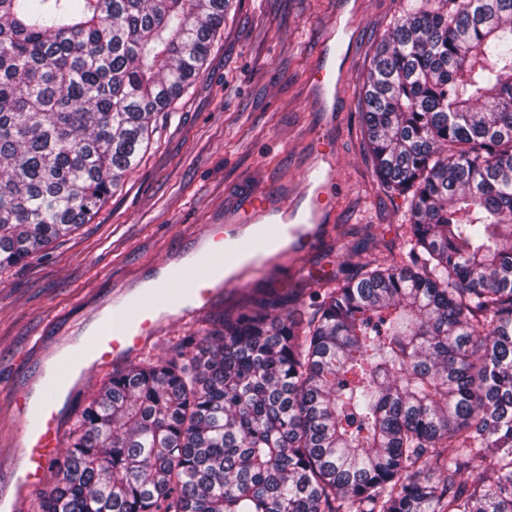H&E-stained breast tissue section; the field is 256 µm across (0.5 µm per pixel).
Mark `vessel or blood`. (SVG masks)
Wrapping results in <instances>:
<instances>
[{
  "mask_svg": "<svg viewBox=\"0 0 512 512\" xmlns=\"http://www.w3.org/2000/svg\"><path fill=\"white\" fill-rule=\"evenodd\" d=\"M340 48V43L324 41L322 59L312 73V84L326 106L333 104L336 98L340 75L336 58ZM318 152L321 165L307 180V206L302 214L305 226L297 232L298 237L304 240L315 239L321 224L326 223L336 198L335 150L325 140L319 144ZM271 210L268 196L256 195L250 201L245 216L249 228L247 236L222 237L205 233L202 240L206 249L194 268L184 274L182 286L171 288L155 298L152 310H145L137 297H130L92 335L96 365L111 363L118 357L141 349L159 333L164 316L177 313L199 315L208 310L224 289L240 284L241 274L235 271L234 266L241 255L252 254L260 261H267L271 237L264 218ZM61 439L55 410V390L53 384L49 383L44 388L33 423L26 432L28 461L17 478L19 493H26L29 488L41 484Z\"/></svg>",
  "mask_w": 512,
  "mask_h": 512,
  "instance_id": "1",
  "label": "vessel or blood"
}]
</instances>
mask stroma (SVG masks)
<instances>
[{"instance_id": "obj_1", "label": "stroma", "mask_w": 512, "mask_h": 512, "mask_svg": "<svg viewBox=\"0 0 512 512\" xmlns=\"http://www.w3.org/2000/svg\"><path fill=\"white\" fill-rule=\"evenodd\" d=\"M405 0H232L200 76L158 116L137 167L93 219L25 265L0 272V495L11 496L23 462L22 427L44 377L64 371L124 295L156 279L161 265L187 267L205 227L244 231L246 200L302 204L316 159L311 139L334 142L343 185L332 222L293 264L260 266L201 315L172 320L135 354L93 368L59 404L62 439L113 372L166 359L185 336L275 300L291 307L346 280L372 254L395 257L406 233L402 200L380 184L367 148L361 96L380 37ZM347 55L335 109L313 98L309 75L333 24ZM26 395V404L16 396Z\"/></svg>"}]
</instances>
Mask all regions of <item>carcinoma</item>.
<instances>
[{
    "label": "carcinoma",
    "mask_w": 512,
    "mask_h": 512,
    "mask_svg": "<svg viewBox=\"0 0 512 512\" xmlns=\"http://www.w3.org/2000/svg\"><path fill=\"white\" fill-rule=\"evenodd\" d=\"M229 6L0 0V271L122 185ZM362 122L400 259L112 375L39 512H512V0H407Z\"/></svg>",
    "instance_id": "cac0c4a2"
}]
</instances>
